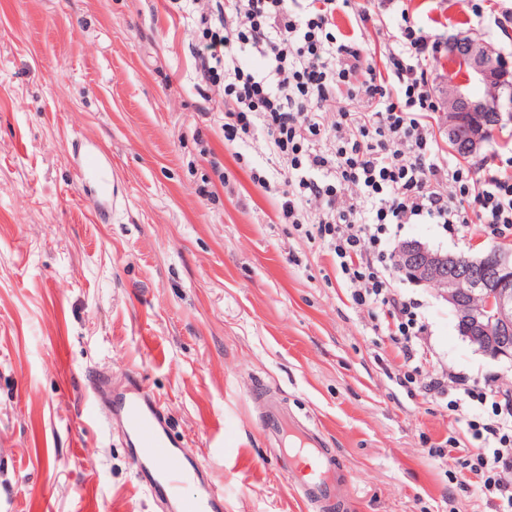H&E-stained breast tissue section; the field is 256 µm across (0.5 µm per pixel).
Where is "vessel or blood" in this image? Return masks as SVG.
I'll return each instance as SVG.
<instances>
[{
  "mask_svg": "<svg viewBox=\"0 0 512 512\" xmlns=\"http://www.w3.org/2000/svg\"><path fill=\"white\" fill-rule=\"evenodd\" d=\"M87 392L108 406L118 421L131 442L129 452L140 488L158 498L165 512H224V501L211 486H204L195 497L181 493L184 483L198 478L203 464L192 460L168 466L175 444L167 432L160 401L141 380L129 378L118 388L110 377L101 375L90 381ZM258 398L264 403L265 431L288 460L290 485L298 490L310 512H335L341 499L342 464L327 448L319 424L296 422L267 393H259Z\"/></svg>",
  "mask_w": 512,
  "mask_h": 512,
  "instance_id": "vessel-or-blood-1",
  "label": "vessel or blood"
}]
</instances>
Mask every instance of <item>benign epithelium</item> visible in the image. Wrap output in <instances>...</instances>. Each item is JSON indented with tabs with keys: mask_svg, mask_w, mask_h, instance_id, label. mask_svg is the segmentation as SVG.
<instances>
[{
	"mask_svg": "<svg viewBox=\"0 0 512 512\" xmlns=\"http://www.w3.org/2000/svg\"><path fill=\"white\" fill-rule=\"evenodd\" d=\"M463 63L468 79L487 90L471 98L459 86L442 90L443 128L448 142L471 156L483 143L485 129L502 122L512 104L502 96L508 74L490 46L469 38L448 43ZM397 263L409 268L415 281L438 288L456 313H465L462 336L493 359L512 360V249L494 247L481 256L442 253L417 241L398 246Z\"/></svg>",
	"mask_w": 512,
	"mask_h": 512,
	"instance_id": "obj_1",
	"label": "benign epithelium"
}]
</instances>
